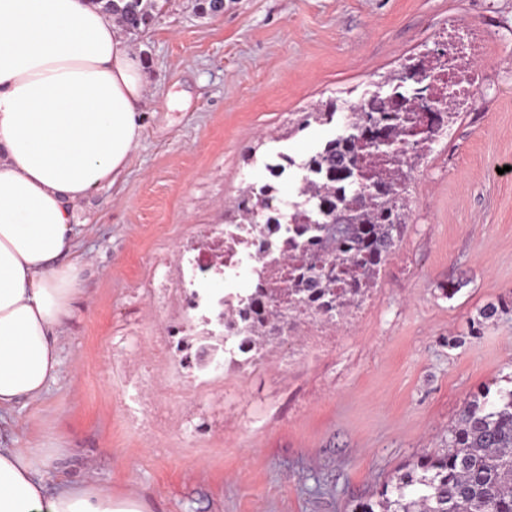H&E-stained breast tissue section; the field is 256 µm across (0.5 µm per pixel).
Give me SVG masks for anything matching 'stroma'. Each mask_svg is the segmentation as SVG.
I'll use <instances>...</instances> for the list:
<instances>
[{"label": "stroma", "mask_w": 512, "mask_h": 512, "mask_svg": "<svg viewBox=\"0 0 512 512\" xmlns=\"http://www.w3.org/2000/svg\"><path fill=\"white\" fill-rule=\"evenodd\" d=\"M487 41L474 104L418 162L403 238L345 335L274 340L235 373L183 301L182 266L296 125L390 92L449 19ZM130 45L149 61L143 136L77 213L81 290L58 330L61 374L13 410L18 447L69 450L63 474L151 512H350L483 391L512 389V0H166ZM453 296H446L448 287ZM191 337L190 349L162 346ZM336 101L327 102L322 107L316 108L312 112H308L303 120L298 124L297 130H304L311 125V122L319 125H331L337 112Z\"/></svg>", "instance_id": "obj_1"}]
</instances>
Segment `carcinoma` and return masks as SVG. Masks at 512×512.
Wrapping results in <instances>:
<instances>
[{
  "label": "carcinoma",
  "instance_id": "1",
  "mask_svg": "<svg viewBox=\"0 0 512 512\" xmlns=\"http://www.w3.org/2000/svg\"><path fill=\"white\" fill-rule=\"evenodd\" d=\"M104 14L138 34L155 21L158 0H91ZM348 128L320 143L300 164L315 183L311 194L283 201L270 192L282 176L277 152L264 163L270 180L246 187L243 206L230 224H249L255 206L267 211V223H280L282 211L302 225L291 240L295 264L279 288L246 300L239 322L229 325L242 346L257 354L272 339L288 333L297 309L333 317L344 313L376 285L401 239L406 221V183L414 165L408 154L429 147L417 140L424 122L448 127L454 112H392L386 101L368 97L354 104ZM336 102L306 114L297 130L311 123L330 125ZM366 193L355 197V190ZM351 512H512V389L489 398L485 393L465 403L457 423L448 429V450L424 453L384 483L378 499L359 500Z\"/></svg>",
  "mask_w": 512,
  "mask_h": 512
}]
</instances>
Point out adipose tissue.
<instances>
[{"mask_svg":"<svg viewBox=\"0 0 512 512\" xmlns=\"http://www.w3.org/2000/svg\"><path fill=\"white\" fill-rule=\"evenodd\" d=\"M150 92L127 32L88 0H0V512H150L59 477L48 439L16 445L11 412L60 376L57 330L79 292L74 213L113 182Z\"/></svg>","mask_w":512,"mask_h":512,"instance_id":"ef3b65f1","label":"adipose tissue"}]
</instances>
